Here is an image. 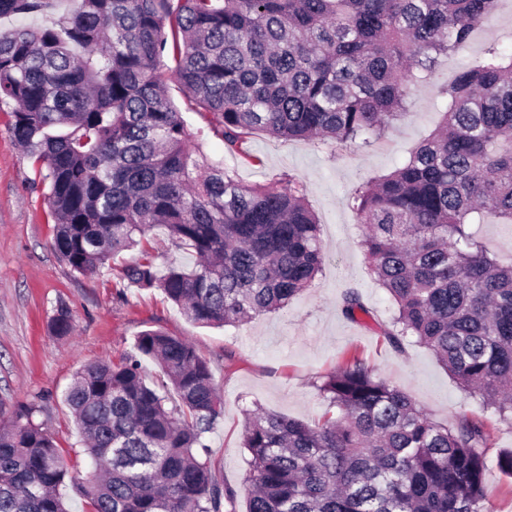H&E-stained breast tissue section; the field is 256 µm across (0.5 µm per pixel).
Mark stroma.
Returning a JSON list of instances; mask_svg holds the SVG:
<instances>
[{
    "mask_svg": "<svg viewBox=\"0 0 512 512\" xmlns=\"http://www.w3.org/2000/svg\"><path fill=\"white\" fill-rule=\"evenodd\" d=\"M512 47V0H500L491 23L476 30L466 48L441 57L433 76L412 88L408 114L384 137L365 148L319 141L252 135L249 157H231L221 140L206 134L205 123L176 82L169 95L209 162L235 167L246 184L268 185L287 174L304 184L309 207L321 224L327 259L314 286L284 310L242 325H198L154 289L129 285L121 266L139 260V249L120 253L112 267L82 276L52 250L55 224L46 189L32 160L8 133L11 114L0 111V423L30 407L33 420L54 437L70 470L62 489L70 512H88L81 487L89 475L81 436L63 393L76 372L103 357L119 360L145 330L189 339L204 358L224 399V416L206 434L212 476L220 485L242 489L250 456L242 448L243 412L263 407L310 421L328 403L316 383L351 357L361 358L377 377L411 395L434 421L453 425L463 415L485 421L489 440L485 479L492 497L487 512H512V476L500 472L497 454L512 448V427L499 422L480 398L462 391L427 348L407 342L391 349L378 332L391 301L374 283L360 245L363 227L351 206L361 184L388 174L442 123L438 86L474 65L489 42ZM357 289L369 314L361 321L341 312L347 289ZM67 306L75 334L55 336L51 318Z\"/></svg>",
    "mask_w": 512,
    "mask_h": 512,
    "instance_id": "stroma-1",
    "label": "stroma"
}]
</instances>
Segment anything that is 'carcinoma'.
Wrapping results in <instances>:
<instances>
[{"label":"carcinoma","mask_w":512,"mask_h":512,"mask_svg":"<svg viewBox=\"0 0 512 512\" xmlns=\"http://www.w3.org/2000/svg\"><path fill=\"white\" fill-rule=\"evenodd\" d=\"M56 0H0L26 18ZM498 0H67L49 25L0 32V110L48 187L52 249L80 274L135 247L121 279L157 289L192 322L226 326L310 288L325 252L304 186L267 187L197 156L170 100L174 79L231 156L252 134L364 148L406 115L412 86L466 47ZM443 125L352 197L375 284L394 304L380 333L429 349L467 393L512 422V261L475 227L512 224V52L437 88ZM194 267L160 274L156 228ZM350 320L369 314L358 291ZM55 335L74 331L70 310ZM163 377L146 382L142 360ZM330 409L306 422L245 413L246 512H482L486 423L443 426L357 357L316 385ZM94 475L89 512H236L212 478L205 434L224 415L190 340L146 330L119 362L84 366L64 394ZM29 408L0 426V512H69V470Z\"/></svg>","instance_id":"obj_1"}]
</instances>
